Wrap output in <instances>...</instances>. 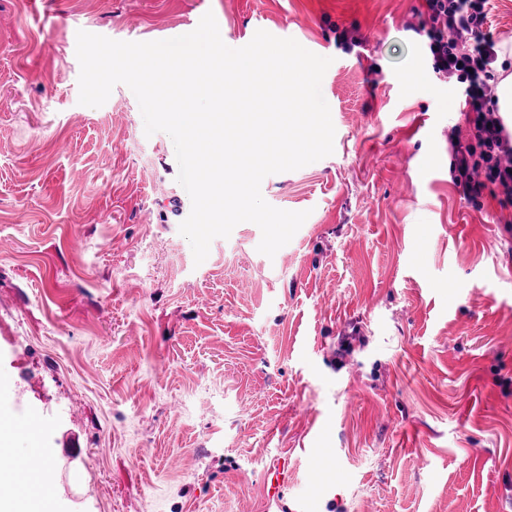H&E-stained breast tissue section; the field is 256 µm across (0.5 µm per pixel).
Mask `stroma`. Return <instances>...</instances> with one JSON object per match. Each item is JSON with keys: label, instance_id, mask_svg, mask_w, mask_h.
<instances>
[{"label": "stroma", "instance_id": "stroma-1", "mask_svg": "<svg viewBox=\"0 0 512 512\" xmlns=\"http://www.w3.org/2000/svg\"><path fill=\"white\" fill-rule=\"evenodd\" d=\"M423 0H0V405L51 427L62 512H512V206L452 182L463 86ZM485 28L512 73V0ZM213 12L331 58V155L267 176L308 217L195 263L170 136L131 89L79 104L78 31L155 41ZM362 44L345 51L337 30ZM288 488V463L279 462L267 472L265 496L270 502H279Z\"/></svg>", "mask_w": 512, "mask_h": 512}]
</instances>
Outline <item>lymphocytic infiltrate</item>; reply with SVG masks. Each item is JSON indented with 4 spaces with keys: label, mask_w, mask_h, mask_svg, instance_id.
<instances>
[{
    "label": "lymphocytic infiltrate",
    "mask_w": 512,
    "mask_h": 512,
    "mask_svg": "<svg viewBox=\"0 0 512 512\" xmlns=\"http://www.w3.org/2000/svg\"><path fill=\"white\" fill-rule=\"evenodd\" d=\"M487 0H425L415 28L427 39L432 69L465 83L469 142L450 134L453 183L470 201L490 193L512 205V129L497 111L494 85L499 48L485 33Z\"/></svg>",
    "instance_id": "lymphocytic-infiltrate-1"
}]
</instances>
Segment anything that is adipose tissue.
I'll use <instances>...</instances> for the list:
<instances>
[{"instance_id": "obj_1", "label": "adipose tissue", "mask_w": 512, "mask_h": 512, "mask_svg": "<svg viewBox=\"0 0 512 512\" xmlns=\"http://www.w3.org/2000/svg\"><path fill=\"white\" fill-rule=\"evenodd\" d=\"M47 474L43 466L23 465L15 472L0 470V512H59L57 501L44 500L40 495Z\"/></svg>"}]
</instances>
